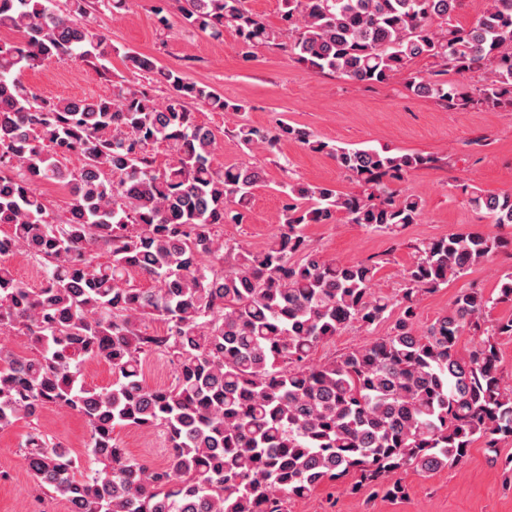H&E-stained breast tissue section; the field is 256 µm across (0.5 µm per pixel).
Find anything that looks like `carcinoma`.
Wrapping results in <instances>:
<instances>
[{"instance_id": "1", "label": "carcinoma", "mask_w": 512, "mask_h": 512, "mask_svg": "<svg viewBox=\"0 0 512 512\" xmlns=\"http://www.w3.org/2000/svg\"><path fill=\"white\" fill-rule=\"evenodd\" d=\"M125 0H0V256L24 253L44 264L41 287L29 288L0 263V429L35 420L48 407L84 418L88 458L99 465L75 476L76 462L35 430L20 452L38 486L70 512H287L286 501L354 476L350 491L369 487L391 499L407 495L391 473L433 471L458 463L484 440H512V391L502 385L498 338L512 337V316L482 326L487 310L512 303V272L496 298L478 288L457 294L423 332L419 296L435 293L511 241L458 233L415 246L404 270L407 288L376 293L378 265L330 261L311 247L308 224L347 223L397 236L419 221L422 200L390 187L431 155L333 146L288 124L269 135L235 125L241 149H277L295 141L330 155L356 182L354 193L289 179L278 232L261 251L237 248L224 260L217 226L245 221L255 166L217 162V138L189 109L201 102L239 113L209 87L145 55L130 61L144 83H112L104 96L42 97L19 75L49 59L89 62L109 72L90 11ZM186 24L214 38L230 25L241 46H284L313 72L373 86L407 74L406 89L448 108L512 112V0H487L468 27L453 23L461 0H281L271 27L244 0H178ZM432 60L426 74L413 72ZM481 71L466 89L448 72ZM167 90L158 101L153 88ZM168 160L156 166L155 149ZM75 157L80 167L63 161ZM69 190L63 219L51 216L36 182ZM468 203L499 225L512 224V192H468ZM108 260L100 261L102 253ZM137 273L154 286L130 285ZM398 310L391 332L323 363L313 351L345 327H370ZM166 325L141 331L146 318ZM14 333L32 352L6 344ZM478 338L469 350L460 338ZM164 356L174 382L151 387L144 358ZM88 361L108 364L109 387L82 380ZM163 431L167 463L132 460L116 443V426Z\"/></svg>"}]
</instances>
